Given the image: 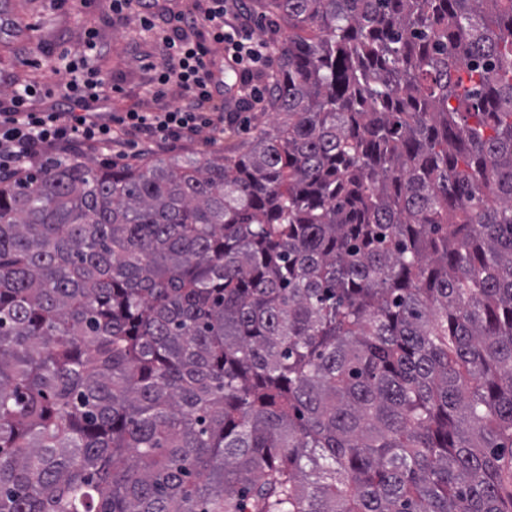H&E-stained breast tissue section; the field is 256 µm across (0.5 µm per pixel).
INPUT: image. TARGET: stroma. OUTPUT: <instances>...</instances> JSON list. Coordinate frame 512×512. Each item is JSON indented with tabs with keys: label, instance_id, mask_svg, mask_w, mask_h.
<instances>
[{
	"label": "stroma",
	"instance_id": "35a3bbf8",
	"mask_svg": "<svg viewBox=\"0 0 512 512\" xmlns=\"http://www.w3.org/2000/svg\"><path fill=\"white\" fill-rule=\"evenodd\" d=\"M90 27L98 30L107 49L97 65L114 87L108 110L119 116L150 105L142 59L147 54L160 55L165 31L160 27L141 31L135 16L113 15L104 0H0V93L16 82L59 88L63 76L46 69L43 58L61 47L79 49ZM224 99L236 120L230 134L218 141L199 136L150 147L140 137L129 135L113 147V160L135 163L145 153L162 158L220 154L245 145L262 114L259 109L239 106L236 92L225 93Z\"/></svg>",
	"mask_w": 512,
	"mask_h": 512
}]
</instances>
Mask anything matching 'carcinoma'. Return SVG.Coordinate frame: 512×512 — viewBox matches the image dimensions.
<instances>
[{
	"label": "carcinoma",
	"mask_w": 512,
	"mask_h": 512,
	"mask_svg": "<svg viewBox=\"0 0 512 512\" xmlns=\"http://www.w3.org/2000/svg\"><path fill=\"white\" fill-rule=\"evenodd\" d=\"M258 7L245 151L0 175V512H512V0Z\"/></svg>",
	"instance_id": "obj_1"
}]
</instances>
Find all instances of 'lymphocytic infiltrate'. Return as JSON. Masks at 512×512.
<instances>
[{"label": "lymphocytic infiltrate", "mask_w": 512, "mask_h": 512, "mask_svg": "<svg viewBox=\"0 0 512 512\" xmlns=\"http://www.w3.org/2000/svg\"><path fill=\"white\" fill-rule=\"evenodd\" d=\"M232 9L230 0H194L188 12L169 16L163 58L146 68L155 97L173 91L181 103L120 116L97 109L112 86L92 64L105 50L97 31L88 29L81 55L65 48L48 60L52 67L64 62L69 75L56 94L59 103L49 104L51 90L31 84L13 86L7 101H0V174L27 172L60 146L108 151L126 133L150 143L190 140L206 129L223 133L224 84L216 71L234 72L240 96L254 105L263 95L252 80L271 60L269 41L232 23Z\"/></svg>", "instance_id": "obj_1"}]
</instances>
